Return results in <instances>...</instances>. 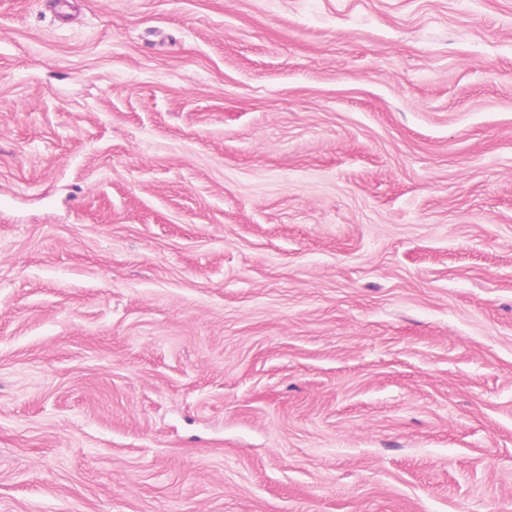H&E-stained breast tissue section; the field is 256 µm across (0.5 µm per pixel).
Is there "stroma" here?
<instances>
[{
    "instance_id": "35a3bbf8",
    "label": "stroma",
    "mask_w": 512,
    "mask_h": 512,
    "mask_svg": "<svg viewBox=\"0 0 512 512\" xmlns=\"http://www.w3.org/2000/svg\"><path fill=\"white\" fill-rule=\"evenodd\" d=\"M0 0V512H512V0Z\"/></svg>"
}]
</instances>
